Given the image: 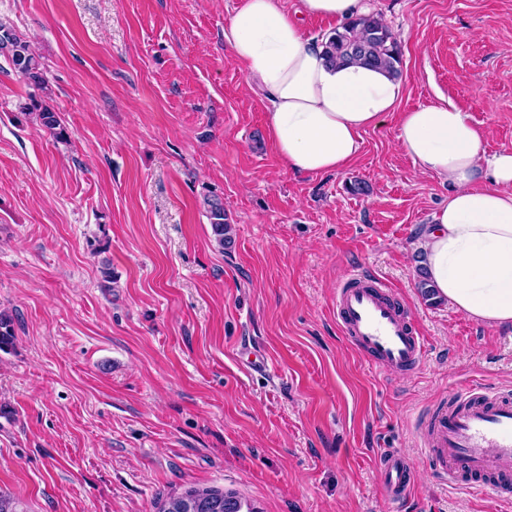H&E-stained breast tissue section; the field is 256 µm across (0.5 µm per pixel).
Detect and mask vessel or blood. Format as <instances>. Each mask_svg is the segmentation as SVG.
I'll return each instance as SVG.
<instances>
[{
  "label": "vessel or blood",
  "instance_id": "b4317fda",
  "mask_svg": "<svg viewBox=\"0 0 512 512\" xmlns=\"http://www.w3.org/2000/svg\"><path fill=\"white\" fill-rule=\"evenodd\" d=\"M336 322L349 342L383 369L406 375L425 358L424 339L391 287L366 272H351L338 286ZM418 432L427 459L450 483L512 500V395L465 383L447 406L422 420ZM376 466L387 498L400 501L413 484L406 456L388 448L378 454Z\"/></svg>",
  "mask_w": 512,
  "mask_h": 512
}]
</instances>
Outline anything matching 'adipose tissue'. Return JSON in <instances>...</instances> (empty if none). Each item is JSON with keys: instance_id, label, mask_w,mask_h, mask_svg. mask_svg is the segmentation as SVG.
I'll list each match as a JSON object with an SVG mask.
<instances>
[{"instance_id": "ef3b65f1", "label": "adipose tissue", "mask_w": 512, "mask_h": 512, "mask_svg": "<svg viewBox=\"0 0 512 512\" xmlns=\"http://www.w3.org/2000/svg\"><path fill=\"white\" fill-rule=\"evenodd\" d=\"M224 38L270 106V142L298 174L346 168L362 132L404 92L383 70L329 62L321 40L277 0H241ZM396 139L420 173L448 186L418 244L430 288L489 328L512 327V149L485 155L483 132L442 97L401 113Z\"/></svg>"}]
</instances>
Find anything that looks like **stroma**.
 I'll use <instances>...</instances> for the list:
<instances>
[{
  "label": "stroma",
  "instance_id": "stroma-1",
  "mask_svg": "<svg viewBox=\"0 0 512 512\" xmlns=\"http://www.w3.org/2000/svg\"><path fill=\"white\" fill-rule=\"evenodd\" d=\"M238 3L0 0L45 79L0 57V310L16 337L0 351V491L27 512H155L191 485L259 512H512L450 485L420 446L418 420L460 383L512 390V329L422 296L413 245L448 188L396 141L400 113L441 96L486 154L512 148V0H367L402 45L404 92L323 175L286 170L266 136L268 103L224 40ZM34 96L65 138L24 112ZM214 198L233 228L222 248ZM354 270L424 336L414 373L372 367L341 335ZM385 448L415 472L397 504L374 464ZM210 206V218L212 235L218 247H224V243L231 239L230 224L225 222L224 207L218 199L207 200Z\"/></svg>",
  "mask_w": 512,
  "mask_h": 512
}]
</instances>
